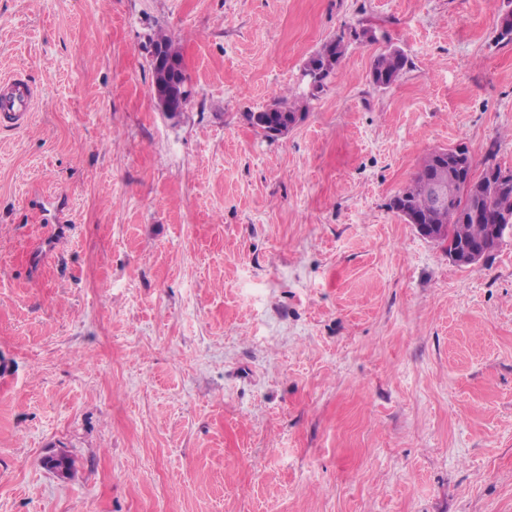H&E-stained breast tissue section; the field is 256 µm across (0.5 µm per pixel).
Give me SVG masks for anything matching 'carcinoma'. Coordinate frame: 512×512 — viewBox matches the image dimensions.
Returning a JSON list of instances; mask_svg holds the SVG:
<instances>
[{
    "label": "carcinoma",
    "mask_w": 512,
    "mask_h": 512,
    "mask_svg": "<svg viewBox=\"0 0 512 512\" xmlns=\"http://www.w3.org/2000/svg\"><path fill=\"white\" fill-rule=\"evenodd\" d=\"M357 36V30H341L326 45L333 47L336 55L335 65L339 66L345 57L348 41ZM408 65L405 53L390 46L380 53L371 68V80L378 88H387L395 82ZM302 97H277L273 111L253 112L252 127L267 132L272 122L286 117L294 118L303 110ZM442 150L427 153L420 161L410 183L394 197L392 209L397 213H425L428 211V199L424 192V179L431 177L448 183V204L437 215L438 223L444 225L443 242L448 252L457 253L465 248L485 243L487 255H492L504 241L508 231H492L494 224L512 222V178L500 177L501 168L489 166L484 174L475 180L471 177V164L465 162L457 168L441 164Z\"/></svg>",
    "instance_id": "cac0c4a2"
}]
</instances>
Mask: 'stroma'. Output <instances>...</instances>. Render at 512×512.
Listing matches in <instances>:
<instances>
[{"label": "stroma", "instance_id": "stroma-1", "mask_svg": "<svg viewBox=\"0 0 512 512\" xmlns=\"http://www.w3.org/2000/svg\"><path fill=\"white\" fill-rule=\"evenodd\" d=\"M502 4L0 0L39 92L0 126V512H512V236L460 267L391 207L435 149L512 170ZM349 27L381 38L251 127ZM352 37H357V30L356 29H348L347 31L345 29L341 30L339 33H336V36H334L332 39L326 42L327 46H332L334 49V53L336 55V69L334 67H324L320 70H312L308 68L302 69L301 73V83L304 87V92L309 94H303L304 97H280L278 96L277 99L274 101V104L272 107H274L273 112H267L268 108L261 112H252L251 117L253 118L255 116V119H252V127L255 129L260 130L263 132L265 136H268V134L272 137H279L284 136L288 134V131L292 129L297 123L288 126V130L285 129L283 125L275 124L272 126V128L268 131V126L273 122H278V120H282L285 117H291L295 118L296 113L303 110L304 100L305 103L309 99H315L317 98L316 94H310L311 92L315 91L320 86H324L327 79L331 80L336 73V70L340 67L342 60L345 57L347 47H348V41ZM408 65L405 53L397 47L390 46L380 53L371 68V80L378 88H387L395 82ZM191 96L192 88L189 82L185 85L161 83L154 86L152 91L156 107L161 112L172 116H177L184 112Z\"/></svg>", "mask_w": 512, "mask_h": 512}]
</instances>
